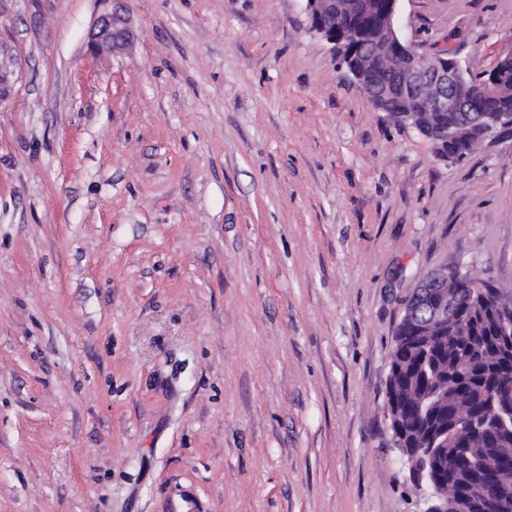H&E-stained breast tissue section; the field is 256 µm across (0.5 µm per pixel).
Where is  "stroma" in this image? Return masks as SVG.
<instances>
[{
  "label": "stroma",
  "instance_id": "1",
  "mask_svg": "<svg viewBox=\"0 0 512 512\" xmlns=\"http://www.w3.org/2000/svg\"><path fill=\"white\" fill-rule=\"evenodd\" d=\"M0 0V512H422L387 420L401 303L512 297V136L399 127L303 0ZM419 51L512 55V0H399ZM96 27L92 41L95 50L121 52L131 40L129 19L117 9L101 14ZM16 72L13 59L0 48V103L7 100L14 91Z\"/></svg>",
  "mask_w": 512,
  "mask_h": 512
}]
</instances>
